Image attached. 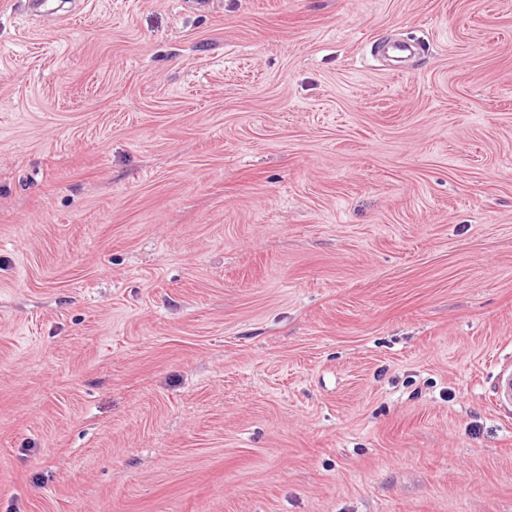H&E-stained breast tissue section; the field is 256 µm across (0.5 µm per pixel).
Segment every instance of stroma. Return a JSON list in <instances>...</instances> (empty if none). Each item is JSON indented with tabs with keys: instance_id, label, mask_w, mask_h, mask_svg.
Returning a JSON list of instances; mask_svg holds the SVG:
<instances>
[{
	"instance_id": "stroma-1",
	"label": "stroma",
	"mask_w": 512,
	"mask_h": 512,
	"mask_svg": "<svg viewBox=\"0 0 512 512\" xmlns=\"http://www.w3.org/2000/svg\"><path fill=\"white\" fill-rule=\"evenodd\" d=\"M508 364L512 0H0V512H512ZM495 404L504 411L511 410L512 407V370L511 368L501 369L495 380L494 385Z\"/></svg>"
}]
</instances>
